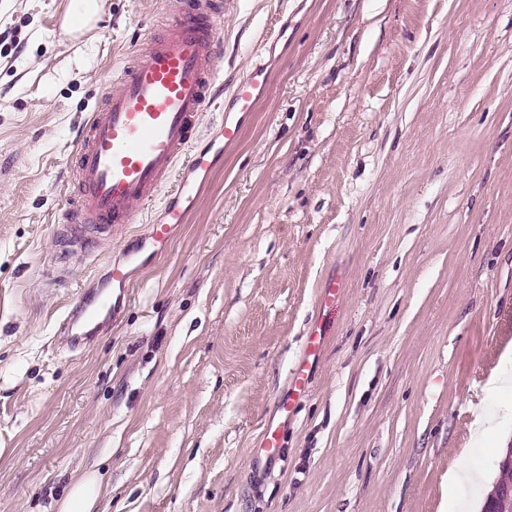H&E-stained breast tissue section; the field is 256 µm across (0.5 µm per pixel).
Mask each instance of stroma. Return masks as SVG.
<instances>
[{"label":"stroma","mask_w":512,"mask_h":512,"mask_svg":"<svg viewBox=\"0 0 512 512\" xmlns=\"http://www.w3.org/2000/svg\"><path fill=\"white\" fill-rule=\"evenodd\" d=\"M100 3L73 41L70 0H0V512H58L86 470L98 512H441L465 451L496 481L470 430L512 344V0H225L224 91L258 62L270 90L75 348L63 314L138 246L65 241L76 131L166 10ZM323 347V338L317 329H311L305 338V357L295 366L291 376V385L296 394L305 392L309 373V360L319 356Z\"/></svg>","instance_id":"stroma-1"}]
</instances>
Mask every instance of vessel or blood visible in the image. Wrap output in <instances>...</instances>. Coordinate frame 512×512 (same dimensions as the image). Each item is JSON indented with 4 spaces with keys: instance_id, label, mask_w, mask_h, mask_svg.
<instances>
[{
    "instance_id": "1",
    "label": "vessel or blood",
    "mask_w": 512,
    "mask_h": 512,
    "mask_svg": "<svg viewBox=\"0 0 512 512\" xmlns=\"http://www.w3.org/2000/svg\"><path fill=\"white\" fill-rule=\"evenodd\" d=\"M166 4L160 28L136 49L115 79L116 90L89 113L78 135L70 174L75 193L60 219L77 253L88 259L104 243L125 241L155 199H162L164 210L140 248L109 271L107 285L115 302L81 303L78 322L89 336L111 320L117 302L125 301L133 269L167 253L175 227L196 204L199 178L212 167L210 153L196 143L219 80L224 0ZM268 86L266 66H254L239 78L226 112L254 111ZM322 347L321 333L310 330L305 359L291 376L295 393L305 392L309 361Z\"/></svg>"
}]
</instances>
